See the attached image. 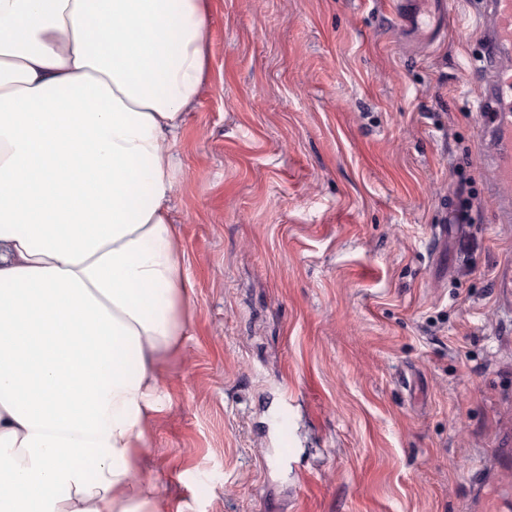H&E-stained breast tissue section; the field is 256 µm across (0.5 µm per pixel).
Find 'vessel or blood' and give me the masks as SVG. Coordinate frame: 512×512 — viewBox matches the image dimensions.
<instances>
[{"label": "vessel or blood", "instance_id": "b4317fda", "mask_svg": "<svg viewBox=\"0 0 512 512\" xmlns=\"http://www.w3.org/2000/svg\"><path fill=\"white\" fill-rule=\"evenodd\" d=\"M396 16L406 33L421 37L431 14L447 12L436 0L426 13L424 0H396ZM481 87L477 100V131L487 145L501 180L512 181V0H481Z\"/></svg>", "mask_w": 512, "mask_h": 512}]
</instances>
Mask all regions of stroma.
<instances>
[{"label": "stroma", "mask_w": 512, "mask_h": 512, "mask_svg": "<svg viewBox=\"0 0 512 512\" xmlns=\"http://www.w3.org/2000/svg\"><path fill=\"white\" fill-rule=\"evenodd\" d=\"M479 2L413 47L393 0H208L172 147L190 329L134 474L181 512H469L512 448Z\"/></svg>", "instance_id": "obj_1"}]
</instances>
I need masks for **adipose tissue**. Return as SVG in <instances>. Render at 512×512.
Returning a JSON list of instances; mask_svg holds the SVG:
<instances>
[{
	"mask_svg": "<svg viewBox=\"0 0 512 512\" xmlns=\"http://www.w3.org/2000/svg\"><path fill=\"white\" fill-rule=\"evenodd\" d=\"M207 0H0V512H171L134 473L189 332L170 143Z\"/></svg>",
	"mask_w": 512,
	"mask_h": 512,
	"instance_id": "ef3b65f1",
	"label": "adipose tissue"
}]
</instances>
